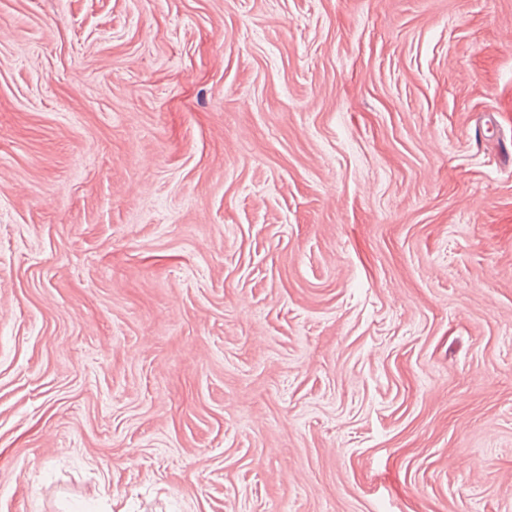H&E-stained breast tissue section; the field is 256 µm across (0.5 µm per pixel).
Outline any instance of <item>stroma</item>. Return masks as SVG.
Returning <instances> with one entry per match:
<instances>
[{
    "label": "stroma",
    "mask_w": 512,
    "mask_h": 512,
    "mask_svg": "<svg viewBox=\"0 0 512 512\" xmlns=\"http://www.w3.org/2000/svg\"><path fill=\"white\" fill-rule=\"evenodd\" d=\"M0 512H512V0H0Z\"/></svg>",
    "instance_id": "35a3bbf8"
}]
</instances>
